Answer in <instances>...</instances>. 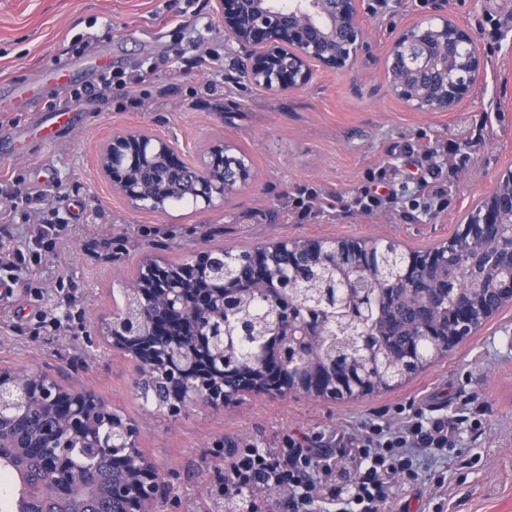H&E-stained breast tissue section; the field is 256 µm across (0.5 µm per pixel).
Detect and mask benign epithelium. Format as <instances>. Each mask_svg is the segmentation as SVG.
Returning a JSON list of instances; mask_svg holds the SVG:
<instances>
[{
    "label": "benign epithelium",
    "instance_id": "benign-epithelium-1",
    "mask_svg": "<svg viewBox=\"0 0 512 512\" xmlns=\"http://www.w3.org/2000/svg\"><path fill=\"white\" fill-rule=\"evenodd\" d=\"M216 10L224 19V36L238 46L246 60L244 78L272 94L285 92L308 84L317 63L324 70H341L352 64L365 37L359 0H289L280 5L275 0H216ZM387 68L398 64L413 70L429 86L441 88L442 95L432 99L427 92L410 91L401 81L390 78L392 92L416 112H449L457 109L469 97L483 73V57L469 29L446 14L435 13L406 27L389 44L385 53ZM138 153L153 152L197 173L206 167L208 158L201 156L194 162L180 157L179 151L168 141L147 134L116 133L100 155L104 173L129 201L138 198V189L132 178L118 176L113 159L127 150ZM234 186L207 187L200 185L197 195L209 206L214 198L224 199V193ZM485 205L472 211V220L478 224L495 221L493 195L484 198ZM169 306L179 301L188 309L185 289L168 286L160 297ZM228 390L224 379L201 376L193 382L185 395L171 397L169 410L177 413L189 401L203 404L222 403ZM98 412L112 415V421H121L129 443L136 442L139 430L123 419L112 408L96 399L70 420V426L40 428L50 448L66 446L70 427H93ZM138 480L112 484V501L124 505L119 512H154V507L165 498L166 489L153 466L137 467Z\"/></svg>",
    "mask_w": 512,
    "mask_h": 512
}]
</instances>
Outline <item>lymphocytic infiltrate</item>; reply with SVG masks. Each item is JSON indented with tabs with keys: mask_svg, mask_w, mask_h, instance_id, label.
<instances>
[{
	"mask_svg": "<svg viewBox=\"0 0 512 512\" xmlns=\"http://www.w3.org/2000/svg\"><path fill=\"white\" fill-rule=\"evenodd\" d=\"M64 230V223L47 217L27 248L0 242V280L34 276L46 260L58 257ZM455 430L446 418L429 417L415 408L396 429L363 424L360 435L332 456L290 436L280 448H243L224 462V500L230 503L275 488L287 494L288 512H316L327 506L332 512H381L398 486L427 482L444 488V476L422 470L415 451L447 452L454 446ZM340 464L352 470L344 488L333 483Z\"/></svg>",
	"mask_w": 512,
	"mask_h": 512,
	"instance_id": "1",
	"label": "lymphocytic infiltrate"
}]
</instances>
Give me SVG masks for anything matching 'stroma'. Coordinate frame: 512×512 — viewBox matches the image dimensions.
Listing matches in <instances>:
<instances>
[{"mask_svg": "<svg viewBox=\"0 0 512 512\" xmlns=\"http://www.w3.org/2000/svg\"><path fill=\"white\" fill-rule=\"evenodd\" d=\"M360 10L366 35L351 68L273 95L243 77L214 0H0V80L38 73L85 40L112 59L111 94L70 99L84 118L72 135L35 155L0 153V176L20 198L13 245H24L62 194L70 207L59 218L71 225L59 261L19 280L0 308V369L47 372L136 424L138 448L167 487L157 512H224V458L235 449L279 448L290 435L333 450L363 423L398 427L403 408L453 420L473 398L484 408L481 433L459 430L460 455L429 463L445 490L399 489L385 512H512V304L389 391L344 400L241 393L176 414L145 398L136 360L98 336L146 257L178 262L207 248L294 239L374 238L423 250L448 240L512 169V0H360ZM437 10L471 31L482 80L456 110L414 112L391 92L384 53L401 29ZM207 51L223 57V71L185 66ZM153 63L158 78L137 82ZM121 132L157 135L195 155L233 145L251 177L212 208H134L99 167ZM476 138L483 146L474 154ZM45 161L54 180L41 191ZM365 188L394 200L363 209ZM304 192L317 196L305 217L296 206Z\"/></svg>", "mask_w": 512, "mask_h": 512, "instance_id": "1", "label": "stroma"}]
</instances>
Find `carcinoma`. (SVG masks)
<instances>
[{"instance_id":"1","label":"carcinoma","mask_w":512,"mask_h":512,"mask_svg":"<svg viewBox=\"0 0 512 512\" xmlns=\"http://www.w3.org/2000/svg\"><path fill=\"white\" fill-rule=\"evenodd\" d=\"M132 179L147 203L172 206L195 198L196 185L164 159L144 158ZM502 218L512 220V185L499 187ZM502 224H478L473 235L454 234L427 250H403L375 239L340 240L320 251L314 241H295L288 249L263 247L233 253L210 251L213 264L193 254L178 264L155 262L166 277L186 288L203 290L224 301L218 316L198 314L193 320L155 313L156 345L186 376L205 361H224L225 374L243 370L263 373L278 361L289 384L303 376L328 396L352 399L392 390L451 351L461 322L481 304L479 327L512 301L501 288L512 256L501 252L492 262L488 252L500 245ZM147 285L124 292L128 314L147 310L154 298L156 275L140 272ZM84 404L64 390L44 403L25 390L13 391L0 405V423L25 432V448L0 447V474L20 486V512L53 507L35 502V491L48 478L66 494L67 512H112V479L136 477L134 463L143 457L126 446L124 436L103 416L95 431L103 448L87 442L86 434L70 436L68 454L51 461V450L29 429L32 418L52 423Z\"/></svg>"}]
</instances>
